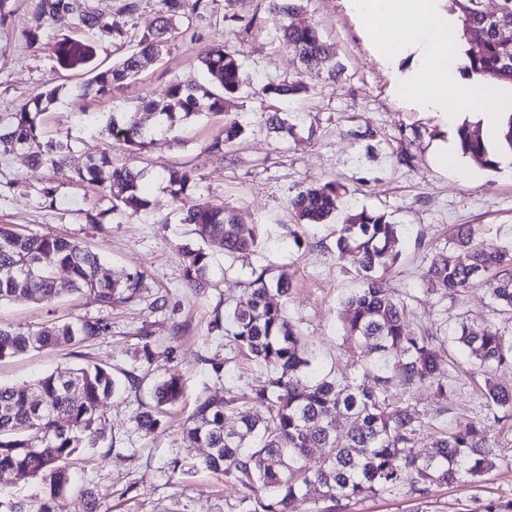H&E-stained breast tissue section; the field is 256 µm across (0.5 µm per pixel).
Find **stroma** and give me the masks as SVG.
I'll use <instances>...</instances> for the list:
<instances>
[{
  "instance_id": "1",
  "label": "stroma",
  "mask_w": 512,
  "mask_h": 512,
  "mask_svg": "<svg viewBox=\"0 0 512 512\" xmlns=\"http://www.w3.org/2000/svg\"><path fill=\"white\" fill-rule=\"evenodd\" d=\"M72 3L77 12L93 5L131 35L154 27L160 10V0H140L130 15L119 14V0ZM298 5L286 21L318 29L334 51L336 76L320 62L302 64L278 41L284 20L271 0H219L213 14L179 22L184 35L162 59L111 94L98 96L85 93L87 74L58 69L50 46L60 28L38 16L34 0H9V14L0 20V117L59 87L58 99L37 119L42 140L65 136L82 156L109 155L114 164L138 174L149 200L139 213L119 211L106 223L93 224L88 220L92 207L108 202L79 185L69 169L35 164L24 152L0 154V224L68 236L105 257L113 270L136 267L146 274L142 299L112 308L80 295L51 304L24 297L0 303L3 326L28 328L76 317L111 324L107 334L81 345L62 343L0 360V383L7 385L27 384L89 360L111 367L123 383L101 406L106 422L99 443L71 462L75 488L64 498L63 512H248V492L235 482L201 468L176 480L169 466L206 454L181 436L200 394L220 396L225 388L247 387L260 376L255 363L231 350L223 333L210 327L216 310L243 296L253 270L290 276L292 288L283 304L306 336L319 374L342 368L353 349L339 319L343 300L359 286L351 256L335 246L344 217L300 227L288 209L300 190L327 181L347 188L348 205L384 211L398 224L402 255L388 279L409 304L411 329L437 334L453 367L447 418L433 419L435 398L428 387L404 397L424 415L416 453L431 455L433 433L473 420L484 422L497 454L495 468L481 476L422 494L401 485L372 498L341 501L336 512H482L488 502L512 500V423L488 419L483 375L452 338L464 321L510 335L512 316L497 311L485 288L444 298L427 291L422 279L423 271L440 260L457 225H471L476 239L512 246V159L503 158L492 171L460 153L457 127L466 120L483 122L482 111L463 109L445 121L403 100L397 77L375 56L346 0H299ZM31 33L38 45H29ZM212 44L238 52L247 76L241 93L227 100L224 116L183 121L141 153L112 139L107 131L112 113L128 110L144 128L154 127L156 115L131 110L132 101L164 99L174 80L201 83L198 55ZM296 80L305 89L288 98L273 100L261 92L266 84ZM271 107L287 113L288 132L266 127L261 114ZM228 117L238 119L245 131L218 158L208 147L223 137ZM442 145L448 148L444 168L434 161ZM172 168L192 171L190 202L235 210L244 222L262 227V241L251 251L228 256L210 247L211 286L202 295L185 277L181 248L196 239L169 192L165 175ZM45 187L54 189L55 204L42 196ZM159 293L168 298L161 311L151 306ZM130 374L137 385L126 384ZM172 374L184 383L182 401L171 408L162 429L141 433L137 414L151 404L154 386Z\"/></svg>"
}]
</instances>
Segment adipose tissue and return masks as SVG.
I'll use <instances>...</instances> for the list:
<instances>
[{
  "label": "adipose tissue",
  "instance_id": "1",
  "mask_svg": "<svg viewBox=\"0 0 512 512\" xmlns=\"http://www.w3.org/2000/svg\"><path fill=\"white\" fill-rule=\"evenodd\" d=\"M378 56L400 78L405 97L448 116L463 109L448 67L446 0H347Z\"/></svg>",
  "mask_w": 512,
  "mask_h": 512
}]
</instances>
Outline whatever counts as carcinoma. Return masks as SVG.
I'll use <instances>...</instances> for the list:
<instances>
[{"label": "carcinoma", "mask_w": 512, "mask_h": 512, "mask_svg": "<svg viewBox=\"0 0 512 512\" xmlns=\"http://www.w3.org/2000/svg\"><path fill=\"white\" fill-rule=\"evenodd\" d=\"M218 0H161L157 25L134 36L136 51L109 68L96 64L97 44L64 36L53 45V56L62 70L85 69L91 74L85 90L98 95L112 93L115 84L136 78L151 60L170 49L177 21L187 15L214 12ZM448 13L462 19L451 38V56L462 75L486 90L512 89V36L502 28L512 26V0H498V13L491 17L484 0H447ZM38 14L60 27L72 24L101 39L125 36L114 22L105 21L93 8H86L72 22L70 0H35ZM281 41L300 61L317 60L336 74L330 47L310 26L281 27ZM198 60L207 81L194 86L170 83L169 102L158 107L143 102L148 110L160 109L165 124L158 134L172 130L177 121L203 114H224L226 98L246 83L243 64L221 44L205 48ZM303 89L301 81L268 84L262 93L281 98ZM58 89L51 88L0 120V146L4 151L26 148L38 162L72 169L75 180L101 189L112 206L90 216L101 224L121 210L130 214L144 210L148 200L137 175L127 168L100 159L81 158L67 139L40 140L37 118L42 102H52ZM112 137L131 150H146L155 143L134 120L109 122ZM244 132L235 119L224 123V139L213 141L208 152L224 156V149ZM501 152L512 155V110L500 121ZM463 155L493 170L498 155L491 152L479 134L465 122L457 129ZM166 181L174 199L182 202L192 174L170 169ZM345 188L335 181L312 185L290 201L296 223L324 224L340 210ZM183 223L193 226L200 246L183 250L185 276L196 291L208 284L210 253L206 245L217 244L231 256L257 247L261 226L245 224L236 216L205 204L189 206ZM399 229L381 211L350 210L345 214L343 234L336 250L352 255L358 265L360 288L343 301L340 321L344 335L369 346L381 358L390 359L384 373L373 381L310 376L312 359L304 338L283 306L272 301L284 296L291 280L283 272L268 276L263 268L252 272L244 296L215 314L211 329L224 332L239 351L266 368V376L247 390H224V397H201L183 428V437L209 449L199 466L227 478L252 492V512H303L308 490H319L325 506L319 512H336L342 500H361L402 484L417 492L432 485H446L463 473L478 476L493 466L495 448L478 422H460L434 436L436 451L426 457L414 452L422 426L420 413L409 405L392 401L393 392L427 385L436 398L435 413H448L449 380L438 374L437 337L409 330L408 304L389 286L388 273L401 252ZM69 278L60 281L56 271ZM427 290L446 297L479 283L488 287L494 302L512 312V252L474 241L472 228L457 227L454 242L441 260L423 274ZM143 272L116 273L101 257L79 242L61 235L24 233L12 224L0 225V302L17 296L52 303L64 295L86 294L94 303L112 307L141 297ZM110 324L104 319L76 318L41 324L26 330L0 326V359L42 351L62 342L79 345L104 335ZM455 339L484 369V397L488 415L495 422L512 421V390L493 378L495 368L512 363V336L488 327L462 322ZM119 382L112 369L89 361L52 371L25 387L0 385V483L16 471L36 476L43 495L35 502L0 497V512H61V502L70 488L69 463L84 448L99 440L102 400L111 397ZM183 396L179 377L169 376L156 386L153 404L136 416L139 430L152 434L163 425L166 407ZM235 413L239 426L224 430V416ZM349 422L341 433L336 418ZM310 448L325 452L313 467L302 464Z\"/></svg>", "instance_id": "cac0c4a2"}]
</instances>
